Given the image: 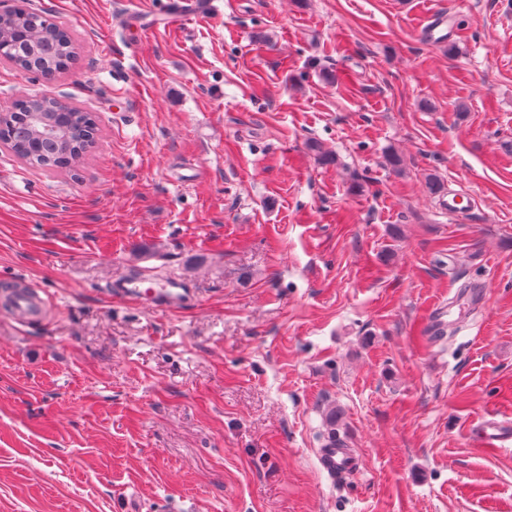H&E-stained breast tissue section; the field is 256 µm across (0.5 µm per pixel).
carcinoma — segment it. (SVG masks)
Returning a JSON list of instances; mask_svg holds the SVG:
<instances>
[{
    "label": "carcinoma",
    "instance_id": "obj_1",
    "mask_svg": "<svg viewBox=\"0 0 512 512\" xmlns=\"http://www.w3.org/2000/svg\"><path fill=\"white\" fill-rule=\"evenodd\" d=\"M0 61L24 74L50 80L67 71L80 45L48 14L25 0L0 20ZM96 117L47 93L12 102L0 120V144L30 168L77 170L95 144Z\"/></svg>",
    "mask_w": 512,
    "mask_h": 512
}]
</instances>
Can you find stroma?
<instances>
[{
  "label": "stroma",
  "instance_id": "1",
  "mask_svg": "<svg viewBox=\"0 0 512 512\" xmlns=\"http://www.w3.org/2000/svg\"><path fill=\"white\" fill-rule=\"evenodd\" d=\"M176 2L29 0L83 53L0 64V107L99 123L76 172L0 148V272L56 302L0 307V512H512V442L480 440L512 423V0ZM133 270L184 305L110 300ZM17 292L6 306L12 319L20 324H33L47 318L49 298H43L40 293L44 291L38 287H28ZM320 462L322 467L333 478L348 473L359 467L358 459L350 448H344L343 444L335 440L329 448H321Z\"/></svg>",
  "mask_w": 512,
  "mask_h": 512
}]
</instances>
